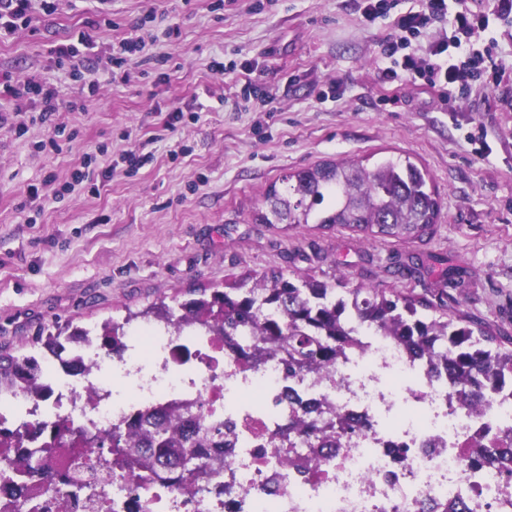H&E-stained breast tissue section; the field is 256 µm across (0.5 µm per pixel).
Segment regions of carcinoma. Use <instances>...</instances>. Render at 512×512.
Wrapping results in <instances>:
<instances>
[{
    "label": "carcinoma",
    "instance_id": "carcinoma-1",
    "mask_svg": "<svg viewBox=\"0 0 512 512\" xmlns=\"http://www.w3.org/2000/svg\"><path fill=\"white\" fill-rule=\"evenodd\" d=\"M284 190L271 186L264 196V224L297 227L314 222L358 231L367 239L421 241L441 214L438 193L428 186V174L410 160L384 159L368 168L359 161L317 164L283 177ZM176 315L164 303L144 315L181 331L198 327L224 337L229 355L253 367L277 359L288 376L319 374L336 364L351 346L349 325L374 327L387 336L448 365V376L465 405L478 409L490 386L512 377V337L494 335L469 315L450 318L429 314L425 299L389 293L383 288L347 287L343 279L317 280L281 272L265 273L223 291L201 293L179 303ZM123 326L103 327V345L121 347ZM36 378L27 345L0 352V378ZM188 409L166 406L152 414L139 432L115 430L104 436H85L112 454L113 465L136 477L138 485L158 479L198 485L208 481L223 462H208L203 449L224 444V423L206 424L186 418ZM341 420L321 427L295 418L288 431L308 447L326 446ZM71 429L54 428L42 448L50 454L66 445Z\"/></svg>",
    "mask_w": 512,
    "mask_h": 512
}]
</instances>
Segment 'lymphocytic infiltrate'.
<instances>
[{
  "instance_id": "f902f5d3",
  "label": "lymphocytic infiltrate",
  "mask_w": 512,
  "mask_h": 512,
  "mask_svg": "<svg viewBox=\"0 0 512 512\" xmlns=\"http://www.w3.org/2000/svg\"><path fill=\"white\" fill-rule=\"evenodd\" d=\"M396 0H366L361 9L365 21L391 16V30L380 44L377 68L384 83H418L438 90L451 104L474 92L512 80V67L497 59L493 50L473 51V37L483 32L490 16L512 17V0H492L477 6L472 0H422L419 10L395 13ZM444 37L411 51L413 41L425 37L431 27Z\"/></svg>"
}]
</instances>
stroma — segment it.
I'll use <instances>...</instances> for the list:
<instances>
[{"label":"stroma","instance_id":"obj_1","mask_svg":"<svg viewBox=\"0 0 512 512\" xmlns=\"http://www.w3.org/2000/svg\"><path fill=\"white\" fill-rule=\"evenodd\" d=\"M60 0L54 14L0 40V80L54 84L73 110L42 123L23 99L24 133L0 129V348L82 327L101 330L158 302L246 276L303 271L377 286L461 311L512 336V84L447 105L436 90L381 84L377 56L390 19L364 23L357 0ZM100 21L93 57L131 34L145 41L129 70L100 75L86 98L52 45ZM224 62L215 73L213 62ZM273 98L260 111L246 86ZM396 104L382 105V98ZM174 129H167V122ZM72 133L38 149L54 126ZM492 148L476 156L467 132ZM147 162L128 172L125 153ZM112 168L91 193L60 184L81 168ZM410 158L439 194L424 241H363L340 226L263 224L256 213L283 175L326 161ZM39 196L30 199L29 186ZM414 276L394 275L409 256Z\"/></svg>","mask_w":512,"mask_h":512}]
</instances>
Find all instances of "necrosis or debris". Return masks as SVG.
<instances>
[{
	"mask_svg": "<svg viewBox=\"0 0 512 512\" xmlns=\"http://www.w3.org/2000/svg\"><path fill=\"white\" fill-rule=\"evenodd\" d=\"M123 343L115 355L93 334L59 339L38 353L36 385L0 387V512H16L23 487L38 512H512V475L471 448L512 430V379L471 411L447 373L365 327L328 373L293 378L275 361L254 368L232 359L223 337L194 328L143 322ZM107 371L135 381V392L114 397ZM167 405L224 425L223 447L206 451L224 468L201 487L162 480L139 488L106 464L105 449L79 438L29 473L24 461L39 439L10 437L43 423L128 431ZM333 413L352 429L320 456L291 447L281 432L291 417Z\"/></svg>",
	"mask_w": 512,
	"mask_h": 512,
	"instance_id": "1",
	"label": "necrosis or debris"
}]
</instances>
